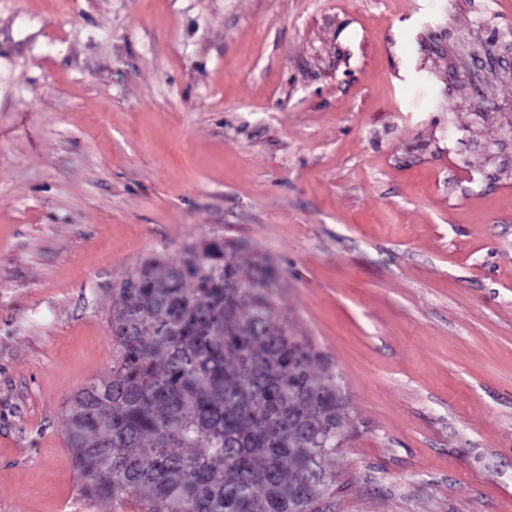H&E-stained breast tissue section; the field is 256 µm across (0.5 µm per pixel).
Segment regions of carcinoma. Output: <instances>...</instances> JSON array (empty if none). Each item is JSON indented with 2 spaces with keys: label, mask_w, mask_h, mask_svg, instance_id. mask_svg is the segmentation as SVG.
<instances>
[{
  "label": "carcinoma",
  "mask_w": 512,
  "mask_h": 512,
  "mask_svg": "<svg viewBox=\"0 0 512 512\" xmlns=\"http://www.w3.org/2000/svg\"><path fill=\"white\" fill-rule=\"evenodd\" d=\"M112 369L67 409L82 494L125 512H298L332 482L341 401L222 242L113 289Z\"/></svg>",
  "instance_id": "obj_1"
}]
</instances>
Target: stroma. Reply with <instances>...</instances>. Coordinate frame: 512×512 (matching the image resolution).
I'll list each match as a JSON object with an SVG mask.
<instances>
[{"mask_svg":"<svg viewBox=\"0 0 512 512\" xmlns=\"http://www.w3.org/2000/svg\"><path fill=\"white\" fill-rule=\"evenodd\" d=\"M212 240L336 381L323 512H512V0H0V512H112L66 405Z\"/></svg>","mask_w":512,"mask_h":512,"instance_id":"1","label":"stroma"}]
</instances>
